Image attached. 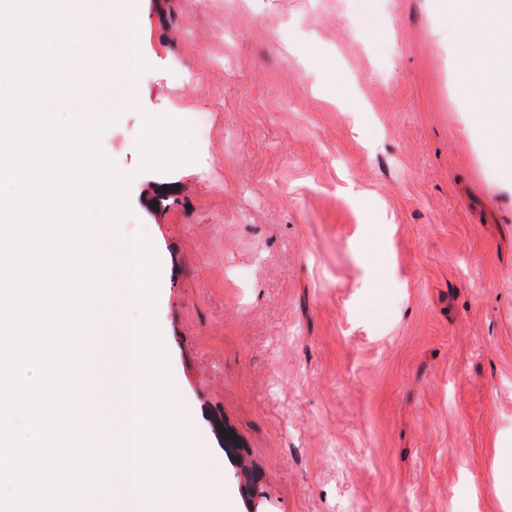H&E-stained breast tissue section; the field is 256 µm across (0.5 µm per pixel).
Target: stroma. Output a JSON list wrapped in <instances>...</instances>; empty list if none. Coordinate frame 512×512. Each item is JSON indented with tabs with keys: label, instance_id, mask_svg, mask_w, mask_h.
Listing matches in <instances>:
<instances>
[{
	"label": "stroma",
	"instance_id": "obj_1",
	"mask_svg": "<svg viewBox=\"0 0 512 512\" xmlns=\"http://www.w3.org/2000/svg\"><path fill=\"white\" fill-rule=\"evenodd\" d=\"M133 9L148 67L99 146L237 512H512V184L439 0ZM163 126L171 144L169 160L173 163H180L183 161V155L179 150V144L183 138L182 129L174 115L167 116L164 119Z\"/></svg>",
	"mask_w": 512,
	"mask_h": 512
}]
</instances>
